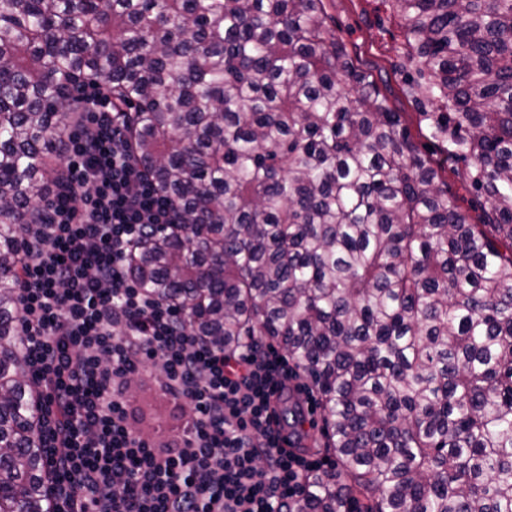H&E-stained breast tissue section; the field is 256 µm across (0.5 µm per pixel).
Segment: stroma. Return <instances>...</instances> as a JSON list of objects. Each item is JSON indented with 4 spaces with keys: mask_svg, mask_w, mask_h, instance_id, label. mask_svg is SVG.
Here are the masks:
<instances>
[{
    "mask_svg": "<svg viewBox=\"0 0 512 512\" xmlns=\"http://www.w3.org/2000/svg\"><path fill=\"white\" fill-rule=\"evenodd\" d=\"M326 8L330 32L344 41L356 62L372 74L390 107L402 114L420 151L440 163L449 194L457 197L474 223H481L490 206L484 197L467 191L465 162H445L441 144L431 143L421 134L417 105L403 91L400 65L408 46L402 19L387 0H327ZM129 394L136 425L146 435L159 436L178 426L179 412L162 395L157 370L134 379Z\"/></svg>",
    "mask_w": 512,
    "mask_h": 512,
    "instance_id": "stroma-1",
    "label": "stroma"
}]
</instances>
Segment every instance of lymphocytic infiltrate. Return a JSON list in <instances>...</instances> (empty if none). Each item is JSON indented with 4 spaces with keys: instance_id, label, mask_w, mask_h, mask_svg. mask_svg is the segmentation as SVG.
<instances>
[{
    "instance_id": "obj_1",
    "label": "lymphocytic infiltrate",
    "mask_w": 512,
    "mask_h": 512,
    "mask_svg": "<svg viewBox=\"0 0 512 512\" xmlns=\"http://www.w3.org/2000/svg\"><path fill=\"white\" fill-rule=\"evenodd\" d=\"M82 94L66 178L27 236L16 289L49 512H288L324 461L287 446L276 406L291 390L309 410L317 400L272 343L248 336L225 354L136 281L131 254L178 223L179 204L145 175L111 97L90 83ZM154 366L187 417L169 439L130 422V383Z\"/></svg>"
}]
</instances>
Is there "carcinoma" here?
I'll return each mask as SVG.
<instances>
[{
	"instance_id": "1",
	"label": "carcinoma",
	"mask_w": 512,
	"mask_h": 512,
	"mask_svg": "<svg viewBox=\"0 0 512 512\" xmlns=\"http://www.w3.org/2000/svg\"><path fill=\"white\" fill-rule=\"evenodd\" d=\"M405 92L468 167L473 224L325 0H0V512H47L16 297L48 133L92 81L182 223L139 283L310 380L330 470L290 512H512V0H390Z\"/></svg>"
}]
</instances>
